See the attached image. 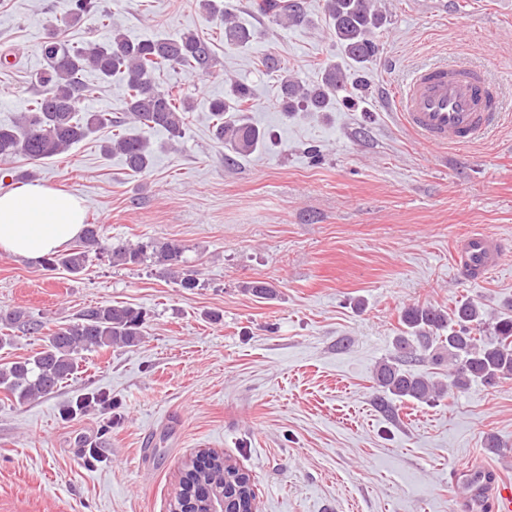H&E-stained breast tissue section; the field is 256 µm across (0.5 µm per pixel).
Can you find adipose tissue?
I'll return each mask as SVG.
<instances>
[{
  "mask_svg": "<svg viewBox=\"0 0 512 512\" xmlns=\"http://www.w3.org/2000/svg\"><path fill=\"white\" fill-rule=\"evenodd\" d=\"M86 212L69 191L38 184L0 188V251L36 260L79 236Z\"/></svg>",
  "mask_w": 512,
  "mask_h": 512,
  "instance_id": "ef3b65f1",
  "label": "adipose tissue"
}]
</instances>
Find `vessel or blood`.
I'll use <instances>...</instances> for the list:
<instances>
[{
    "mask_svg": "<svg viewBox=\"0 0 512 512\" xmlns=\"http://www.w3.org/2000/svg\"><path fill=\"white\" fill-rule=\"evenodd\" d=\"M501 86L483 69L445 60L407 72L391 104L403 122L427 145L462 147L486 137L502 108ZM500 242L471 232L458 242L453 262L468 280L480 282L502 260ZM470 512H512V483L482 490L468 504Z\"/></svg>",
    "mask_w": 512,
    "mask_h": 512,
    "instance_id": "1",
    "label": "vessel or blood"
}]
</instances>
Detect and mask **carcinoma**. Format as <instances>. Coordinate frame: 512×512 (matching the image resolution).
<instances>
[{"label": "carcinoma", "instance_id": "obj_1", "mask_svg": "<svg viewBox=\"0 0 512 512\" xmlns=\"http://www.w3.org/2000/svg\"><path fill=\"white\" fill-rule=\"evenodd\" d=\"M201 7L224 25V44L248 46L257 36L255 28L239 21L224 0H200ZM258 7L272 21L291 26L308 23L300 0H260ZM97 8V0H73L69 22L75 23ZM324 13L336 47L351 61L353 71L329 61L321 82L310 85L298 75L288 73L275 56L265 58V67L277 73L281 85V107L285 116L298 112H330L336 107V94L348 84L365 88L371 83L369 64L379 52L375 30L385 24L386 15L376 0H324ZM46 62L36 75L37 92L29 108L8 124L0 123V161L23 155L33 161L51 159L68 152L96 131L112 126L123 131L112 135L102 150L121 156L133 173L149 171L155 148L145 130L167 133L165 147L181 143L188 128L190 100L171 88H162L157 72L165 67H180L207 77L217 65L210 40L194 32L176 38L135 39L112 28L106 44L88 42L73 46L54 33L40 46ZM107 84L117 79L123 84L121 112H90L81 103L95 91L86 74ZM253 99L249 85L235 78L224 79V96L211 100L212 132L224 143L226 163L246 157L264 147L270 139L266 128L244 118L229 117V112H246ZM107 252L115 265L129 266L151 262L157 274L185 289L198 285V272L184 265V247L175 240H153L132 244L103 238L98 224L86 225L80 241L45 261L46 266H61L72 274L82 273L92 256ZM260 299H271L275 288L264 281L244 285ZM403 335L395 339V355L380 363L374 380L383 392L400 401L430 402L445 395L444 385L431 373L414 370L411 365L430 361L448 362L450 387L458 391L480 382L494 387L512 378V316L488 312L473 299L459 300L451 312L429 306L412 305L400 314ZM143 313L127 306L109 304L89 306L69 323L47 329V322L22 310L0 312V349L15 341L11 330L34 335L48 330L41 349L33 355L0 368V390L21 403L44 398L77 369V356L84 351L108 347H134L143 337ZM218 493L232 496L243 493L255 497L250 477L235 465H224L218 454L191 459L180 480L175 507L190 505L191 512H204L198 505L201 484Z\"/></svg>", "mask_w": 512, "mask_h": 512}]
</instances>
